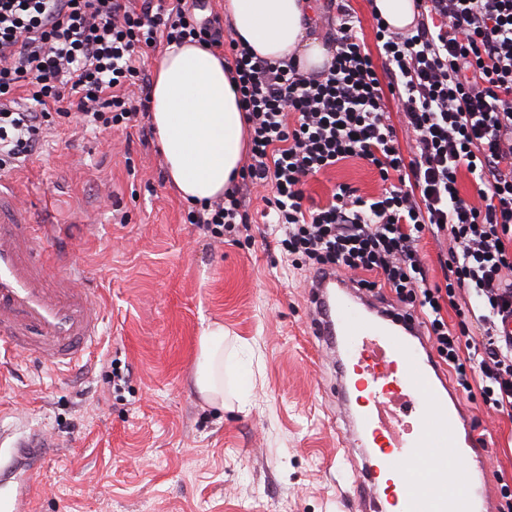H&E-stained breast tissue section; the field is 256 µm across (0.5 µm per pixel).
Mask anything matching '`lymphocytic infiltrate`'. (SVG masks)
Listing matches in <instances>:
<instances>
[{"label": "lymphocytic infiltrate", "mask_w": 512, "mask_h": 512, "mask_svg": "<svg viewBox=\"0 0 512 512\" xmlns=\"http://www.w3.org/2000/svg\"><path fill=\"white\" fill-rule=\"evenodd\" d=\"M202 0H0V171L22 167L46 134L73 120L98 131L138 126L148 115L145 61L170 45L227 48L231 82L249 123L250 159L218 201L186 221L213 237L248 230L244 187L270 188L263 217L282 229L294 262L359 274L419 315L431 348L463 394L512 417V0H415L413 28L375 17L384 59L375 66L345 0L329 39L328 67L305 74L225 40ZM389 81L381 83L378 74ZM412 134L403 154L386 99ZM357 157L384 189L364 200L338 185L329 204L306 201L308 177ZM467 170L477 201L463 198ZM447 238L432 283L419 253ZM467 293L449 325L442 306Z\"/></svg>", "instance_id": "lymphocytic-infiltrate-1"}]
</instances>
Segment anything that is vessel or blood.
<instances>
[{"mask_svg":"<svg viewBox=\"0 0 512 512\" xmlns=\"http://www.w3.org/2000/svg\"><path fill=\"white\" fill-rule=\"evenodd\" d=\"M0 181V342L61 369L100 335V303L68 256ZM310 325L334 371L339 447L361 459L351 512H494L492 444L447 383L420 321L330 271L309 289ZM54 443L34 430L0 461V512H34Z\"/></svg>","mask_w":512,"mask_h":512,"instance_id":"1","label":"vessel or blood"}]
</instances>
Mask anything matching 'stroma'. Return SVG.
Masks as SVG:
<instances>
[{
  "label": "stroma",
  "instance_id": "1",
  "mask_svg": "<svg viewBox=\"0 0 512 512\" xmlns=\"http://www.w3.org/2000/svg\"><path fill=\"white\" fill-rule=\"evenodd\" d=\"M55 224L78 284L103 303V336L71 367L0 349V431L41 429L55 446L36 512H346L354 461L339 456L332 370L309 334V274L257 220L232 242L183 220L154 137L61 127L7 173ZM383 190L353 158L310 178L327 204L337 185ZM223 323L220 410L193 386L199 335ZM129 369L112 391L114 361ZM492 442V482L512 485V418L468 398Z\"/></svg>",
  "mask_w": 512,
  "mask_h": 512
}]
</instances>
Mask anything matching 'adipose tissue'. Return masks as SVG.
<instances>
[{
    "instance_id": "ef3b65f1",
    "label": "adipose tissue",
    "mask_w": 512,
    "mask_h": 512,
    "mask_svg": "<svg viewBox=\"0 0 512 512\" xmlns=\"http://www.w3.org/2000/svg\"><path fill=\"white\" fill-rule=\"evenodd\" d=\"M234 29L260 57H296L303 71L323 69L332 51L312 28L311 0H224ZM149 121L168 176L182 199L195 205L223 196L248 150V124L224 70V58L195 44L169 46L159 57ZM194 385L215 406L224 404V326L200 334Z\"/></svg>"
}]
</instances>
